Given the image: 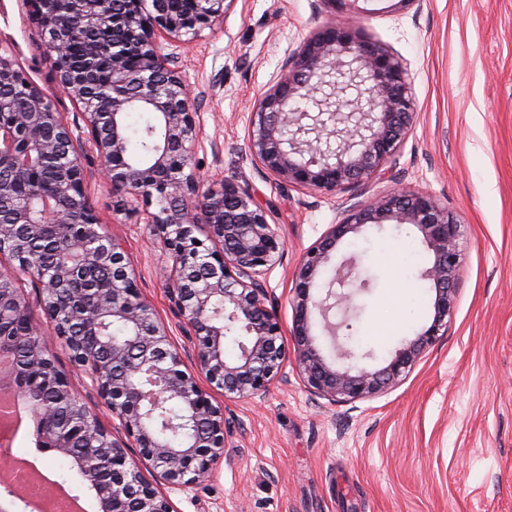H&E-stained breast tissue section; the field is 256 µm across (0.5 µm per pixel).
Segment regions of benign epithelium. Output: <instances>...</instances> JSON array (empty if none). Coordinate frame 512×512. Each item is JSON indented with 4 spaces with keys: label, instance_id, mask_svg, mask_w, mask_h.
Returning <instances> with one entry per match:
<instances>
[{
    "label": "benign epithelium",
    "instance_id": "benign-epithelium-1",
    "mask_svg": "<svg viewBox=\"0 0 512 512\" xmlns=\"http://www.w3.org/2000/svg\"><path fill=\"white\" fill-rule=\"evenodd\" d=\"M233 0H192L181 12L177 0H137L121 9L115 0H27L42 39L43 55L58 86L77 104L87 140L96 151L106 183L130 202L155 211L151 224L172 266L162 272L165 292L190 342L188 351L211 389L224 396L262 397L281 371V327L268 307L264 272L283 254L284 241L266 209L249 190L230 180L205 185L197 173L194 144L202 93L180 75L164 44L186 42L224 18ZM83 49L80 64L70 48ZM108 56V82L100 60ZM356 88L353 98L344 96ZM300 100L326 107L343 125L336 148L326 123L316 136L303 131L308 116ZM137 108L151 114L157 137L148 159L135 162L128 150L124 116ZM0 248L9 244L16 269L39 290L44 314L58 339L81 367L90 387L119 420L129 444L90 412L68 376L54 364L32 325L16 275L0 272V390L27 404L45 451L67 456L98 505V512H175L171 492L188 493L208 480L229 450L224 407L183 370L167 326L141 296L121 241L101 230L85 190L80 138L51 100L12 55L0 53ZM414 102L402 63L380 46L360 41L346 27H319L282 67L273 87L257 101L246 147L254 160L285 184L333 192L376 176L413 122ZM411 224L433 255L422 272L435 290L432 322L406 341L376 370L352 364L350 292L312 293L320 268L349 233L371 224ZM207 226L198 239L197 225ZM63 233L69 248L46 268L29 245L50 231ZM462 225L429 195L400 189L348 206L306 251L297 271L292 304L295 361L305 386L331 403L363 400L395 384L419 356L448 331L455 285L462 270ZM94 266L112 270V285L88 282ZM334 281L366 286L352 256L336 267ZM318 310L336 361L323 355L311 334ZM340 319L330 320L332 310ZM112 323L124 329L107 340ZM238 341L233 359L224 342ZM30 345L23 361L11 346ZM178 416L159 422L161 409Z\"/></svg>",
    "mask_w": 512,
    "mask_h": 512
}]
</instances>
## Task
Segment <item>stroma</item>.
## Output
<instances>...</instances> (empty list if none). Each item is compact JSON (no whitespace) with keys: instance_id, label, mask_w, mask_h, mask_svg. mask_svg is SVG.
<instances>
[{"instance_id":"35a3bbf8","label":"stroma","mask_w":512,"mask_h":512,"mask_svg":"<svg viewBox=\"0 0 512 512\" xmlns=\"http://www.w3.org/2000/svg\"><path fill=\"white\" fill-rule=\"evenodd\" d=\"M335 21L399 57L415 103L412 127L379 174L338 192L282 183L250 156L254 101L319 27ZM183 79L210 95L197 111L195 160L204 178L235 181L268 209L286 243L266 274L270 306L292 346V293L303 254L348 204L396 188L433 196L464 230L463 266L448 332L401 381L374 397L331 404L304 386L294 358L264 398H229L232 452L210 480L172 494L176 512H512V0H234L223 21L186 44L170 45ZM15 56L70 126L77 105L58 88L25 0H0V52ZM86 192L102 224L122 239L142 296L187 348L159 278L169 254L144 210L124 205L85 150ZM359 256L368 286L353 297L352 345L358 366L386 365L403 340L434 314L422 271L433 259L412 225L365 226L331 252L318 282L327 291L337 265ZM416 288L419 305L402 318L390 299L394 279ZM400 324L371 337L379 320ZM56 365L104 424L112 414L87 387L58 338ZM10 457L50 473L87 512L96 503L70 458L41 453L31 435Z\"/></svg>"}]
</instances>
